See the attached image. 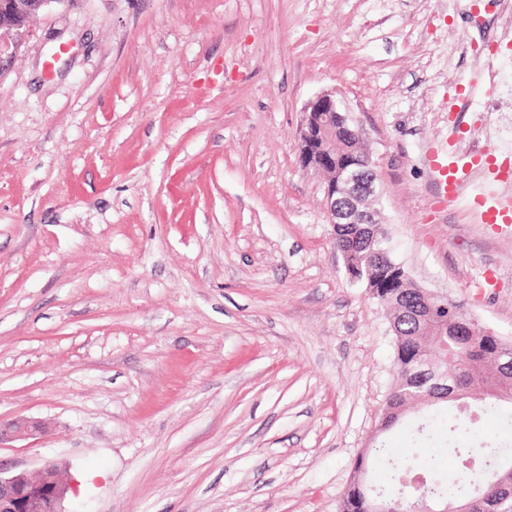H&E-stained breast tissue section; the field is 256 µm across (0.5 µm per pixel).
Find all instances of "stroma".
I'll use <instances>...</instances> for the list:
<instances>
[{
    "label": "stroma",
    "mask_w": 512,
    "mask_h": 512,
    "mask_svg": "<svg viewBox=\"0 0 512 512\" xmlns=\"http://www.w3.org/2000/svg\"><path fill=\"white\" fill-rule=\"evenodd\" d=\"M472 0H58L0 42V470L66 512H338L395 383L296 132L336 93L417 286L512 345V9ZM498 44L494 56L462 53ZM452 142L462 201L425 152ZM501 202L507 204L504 209L498 204L490 203L483 198H475L474 205L480 211L484 224H511L512 223V198L498 197ZM489 203V204H488ZM46 431L42 421L16 418L8 423L0 422V444L3 441H15L30 438Z\"/></svg>",
    "instance_id": "35a3bbf8"
}]
</instances>
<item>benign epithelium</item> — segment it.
<instances>
[{
    "instance_id": "benign-epithelium-1",
    "label": "benign epithelium",
    "mask_w": 512,
    "mask_h": 512,
    "mask_svg": "<svg viewBox=\"0 0 512 512\" xmlns=\"http://www.w3.org/2000/svg\"><path fill=\"white\" fill-rule=\"evenodd\" d=\"M64 0H0V30L26 28L52 3ZM346 111L332 92L322 93L305 106L297 134L302 166L329 174L325 207L331 224L378 223V177L371 160L336 163V115ZM46 431L39 420L16 418L0 422V443L30 438ZM68 487L58 465L49 461L36 478L26 472L0 475V512H65ZM452 512H512V481L501 478L497 495L483 494L462 502Z\"/></svg>"
}]
</instances>
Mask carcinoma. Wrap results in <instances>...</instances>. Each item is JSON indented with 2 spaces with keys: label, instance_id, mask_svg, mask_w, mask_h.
<instances>
[{
  "label": "carcinoma",
  "instance_id": "cac0c4a2",
  "mask_svg": "<svg viewBox=\"0 0 512 512\" xmlns=\"http://www.w3.org/2000/svg\"><path fill=\"white\" fill-rule=\"evenodd\" d=\"M346 153H362L359 142L350 136H336V154ZM334 234L336 244L344 247L341 256L346 272L390 312L394 335L392 365L396 375L393 391L413 393L421 399L428 397L431 406L450 402L448 389L437 376L431 374L423 380L418 377L419 363L424 360L435 361L440 372L452 370L455 379L466 386L474 383L476 375L485 385L512 388V373L502 374L497 369L500 345L496 337L452 331L448 327V310L427 306L418 288L403 278L388 237L374 242L354 224H338ZM477 413L496 416L512 427V411L504 410L498 398L482 399ZM399 426L406 427L405 436L410 443H441L425 422L408 424L402 415L387 430ZM470 432L471 422L459 418L448 429L446 443L441 444L448 449L453 436ZM481 452L482 462L470 473L464 463L465 449H453L455 468L445 475L437 456L407 461L376 436L354 463V478L342 499L340 512H370L375 502L381 504L382 512H441L446 505L461 503L486 487L487 480L479 472L512 469V438L503 437L493 445L486 443ZM386 458L394 463L387 481L367 484L365 476L370 463Z\"/></svg>",
  "mask_w": 512,
  "mask_h": 512
}]
</instances>
